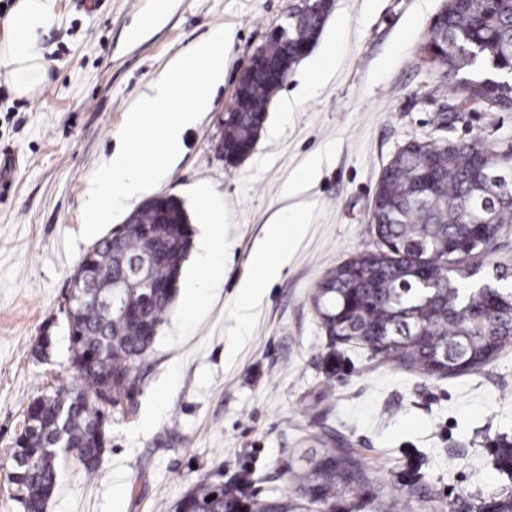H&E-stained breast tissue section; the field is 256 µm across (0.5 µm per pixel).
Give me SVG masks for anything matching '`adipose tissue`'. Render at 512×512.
<instances>
[{
    "label": "adipose tissue",
    "instance_id": "1",
    "mask_svg": "<svg viewBox=\"0 0 512 512\" xmlns=\"http://www.w3.org/2000/svg\"><path fill=\"white\" fill-rule=\"evenodd\" d=\"M56 22L52 0H14L0 23V78L16 97H35L46 84L50 64L38 40Z\"/></svg>",
    "mask_w": 512,
    "mask_h": 512
}]
</instances>
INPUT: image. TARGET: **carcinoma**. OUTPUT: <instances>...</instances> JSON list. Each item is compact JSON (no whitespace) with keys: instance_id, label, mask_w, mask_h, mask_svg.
Returning <instances> with one entry per match:
<instances>
[{"instance_id":"obj_1","label":"carcinoma","mask_w":512,"mask_h":512,"mask_svg":"<svg viewBox=\"0 0 512 512\" xmlns=\"http://www.w3.org/2000/svg\"><path fill=\"white\" fill-rule=\"evenodd\" d=\"M442 24L432 33L433 62L446 71L453 101L487 96L497 112H512V0H446ZM316 23L305 16L288 25V44L271 39L267 58L282 63L294 49L314 38ZM492 77L489 84L485 78ZM281 80L257 71L248 102H236L224 119V147L242 152L262 126L266 107ZM512 175V152L499 153L478 140L438 146L413 140L404 146L386 171L378 190V232L393 250L360 255L342 263L319 282L313 304L329 332L346 339L366 338L372 351L385 360L424 373L474 370L512 343V289L496 288V299L469 287L472 276L464 267L450 268L456 245L487 256L491 235L474 225L512 224V188L505 191L487 175ZM192 249L190 217L183 201L164 198L158 214L144 200L130 222L95 242L81 257L75 272L87 283V300L69 322L72 358L80 361L76 383L28 405L35 411L31 425L16 438L10 460L15 484L26 492L24 512H45L59 481V461L78 452L85 474L100 468L105 448L96 433L106 426L100 396L111 390L125 398L140 389L138 369L154 337L143 325L159 328L174 305L176 293L157 294L126 288L118 302L126 314H106L97 302L101 288L96 275L112 274L124 281L134 266L145 264L155 283L179 282ZM424 258L430 286L423 288L414 260ZM224 474L203 479L174 506L173 512H305L303 498L267 499L250 491L247 469L229 480ZM365 471L351 448H322L304 472L289 480L298 491L322 490L343 497L363 483ZM465 512H512V492L474 503Z\"/></svg>"}]
</instances>
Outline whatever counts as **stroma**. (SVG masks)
<instances>
[{"label": "stroma", "instance_id": "obj_1", "mask_svg": "<svg viewBox=\"0 0 512 512\" xmlns=\"http://www.w3.org/2000/svg\"><path fill=\"white\" fill-rule=\"evenodd\" d=\"M53 0L58 22L38 48L50 81L34 99L0 81V464L29 403L69 385L63 307L90 240L79 233L91 177L117 145L125 111L175 57L228 28L224 82L154 194L188 208L193 249L177 300L141 365L139 394L110 409L97 478L68 459L46 512H160L205 477L253 472L261 497L290 495L287 469L332 439L368 474L348 499L362 512H460L463 500L512 487L497 451L512 446V344L479 369L429 375L329 336L313 305L337 265L381 249L376 184L414 139L512 147V112H474L438 126L452 86L418 60L443 0H335L317 42L272 99L255 148L238 164L216 151L220 122L251 52L301 0ZM144 24L137 41L128 28ZM334 63L314 86L305 74ZM320 164L313 175L311 158ZM219 213L224 233L206 232ZM304 223L281 276L247 311L239 285L271 224ZM266 244V243H265ZM53 338L36 356L41 334Z\"/></svg>", "mask_w": 512, "mask_h": 512}]
</instances>
